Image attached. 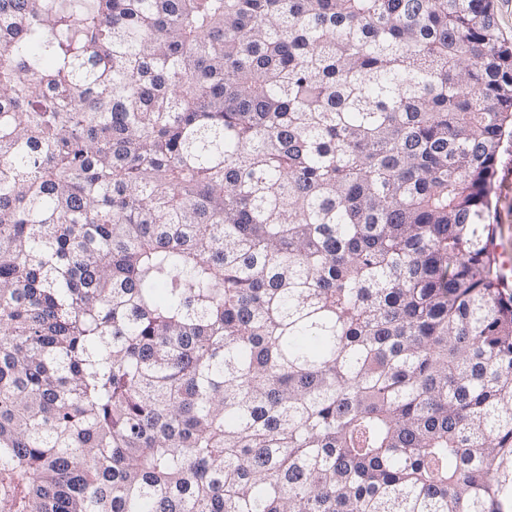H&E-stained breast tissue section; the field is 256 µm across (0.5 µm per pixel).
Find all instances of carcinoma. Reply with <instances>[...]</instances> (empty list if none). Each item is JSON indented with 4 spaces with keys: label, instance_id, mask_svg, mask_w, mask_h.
<instances>
[{
    "label": "carcinoma",
    "instance_id": "1",
    "mask_svg": "<svg viewBox=\"0 0 512 512\" xmlns=\"http://www.w3.org/2000/svg\"><path fill=\"white\" fill-rule=\"evenodd\" d=\"M493 0H0V512H512Z\"/></svg>",
    "mask_w": 512,
    "mask_h": 512
}]
</instances>
